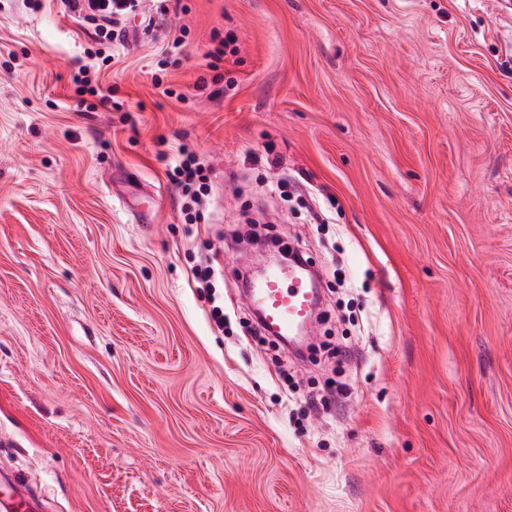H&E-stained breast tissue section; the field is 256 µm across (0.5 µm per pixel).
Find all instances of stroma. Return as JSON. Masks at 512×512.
<instances>
[{"label":"stroma","mask_w":512,"mask_h":512,"mask_svg":"<svg viewBox=\"0 0 512 512\" xmlns=\"http://www.w3.org/2000/svg\"><path fill=\"white\" fill-rule=\"evenodd\" d=\"M182 3L146 0L88 112L94 25L0 0V472L43 512H512V17ZM183 143L210 185L190 228ZM256 236L318 273L317 354L242 335Z\"/></svg>","instance_id":"stroma-1"}]
</instances>
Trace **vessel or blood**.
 I'll return each instance as SVG.
<instances>
[{
	"instance_id": "vessel-or-blood-1",
	"label": "vessel or blood",
	"mask_w": 512,
	"mask_h": 512,
	"mask_svg": "<svg viewBox=\"0 0 512 512\" xmlns=\"http://www.w3.org/2000/svg\"><path fill=\"white\" fill-rule=\"evenodd\" d=\"M249 299L262 319L263 328L283 338L305 323L315 303L300 278L279 267L267 271L252 286ZM40 508L39 496L0 480V512H39Z\"/></svg>"
}]
</instances>
